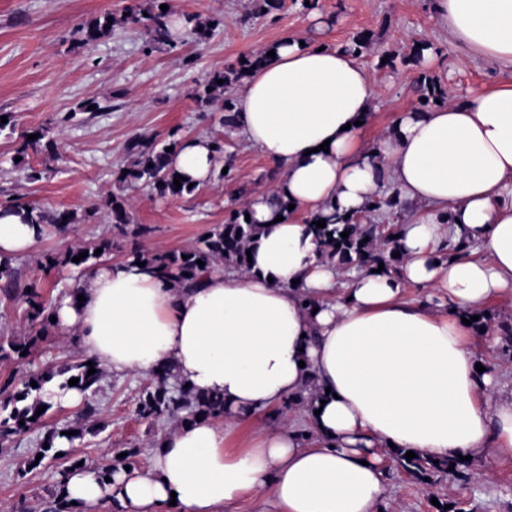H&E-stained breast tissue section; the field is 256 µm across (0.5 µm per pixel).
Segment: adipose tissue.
I'll return each mask as SVG.
<instances>
[{"instance_id": "adipose-tissue-1", "label": "adipose tissue", "mask_w": 512, "mask_h": 512, "mask_svg": "<svg viewBox=\"0 0 512 512\" xmlns=\"http://www.w3.org/2000/svg\"><path fill=\"white\" fill-rule=\"evenodd\" d=\"M431 12L466 58L512 70V0H432ZM377 96L353 54L280 38L231 114L235 134L283 171L246 200L261 227L251 263L196 284L131 259L103 263L88 274L83 303H57L58 330L112 374L166 366L191 393L224 399L223 419L161 437L145 469L120 466L104 479L70 468L65 491L77 512L100 503L223 512L258 493L265 512H379L389 446L430 460L512 462V393L496 396L494 372L477 371L465 323L512 290V81L398 112L369 147L359 124ZM173 166L190 183L208 182L211 141L186 140ZM394 193L416 211L396 241L399 272L367 267L340 284L310 217L359 213ZM40 230L26 210L0 207V255L27 253ZM450 237L479 243L485 259L444 258ZM409 282L431 288L430 301L405 300ZM297 394L314 441L280 413L245 447H229L233 426Z\"/></svg>"}]
</instances>
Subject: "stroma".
Listing matches in <instances>:
<instances>
[{
  "label": "stroma",
  "instance_id": "1",
  "mask_svg": "<svg viewBox=\"0 0 512 512\" xmlns=\"http://www.w3.org/2000/svg\"><path fill=\"white\" fill-rule=\"evenodd\" d=\"M149 0H0V116L11 119L0 131V203L16 201L40 207L47 219L45 234L25 255L12 259L17 296L0 292V340L39 335L31 361L0 357V383L21 382L31 370L44 367L62 372L83 361L84 354L57 328L39 334L29 320L23 294L33 290L56 303L80 284L84 273L69 265L47 267V256L110 240L106 260L121 262L131 250L179 251L197 245L211 228L224 223L241 200L270 187L279 173L256 148L224 128V92L216 90L210 104L192 95L197 82L257 53L283 36L320 38L333 46L349 44L361 32L375 41L358 61L376 80L379 98L361 131L365 143H375L392 124L397 111L414 107L412 91L422 72L441 81L448 96L506 79L512 72L496 63L464 62L463 50L451 43L431 17V0H284L281 10L246 20L251 0H171L176 13L218 19L213 35L201 40L188 30L176 37V47L148 46L144 30L122 24L128 8ZM118 17L111 33L92 45L81 44L79 27L99 14ZM430 42L436 59L432 67L404 64L414 42ZM385 56L393 65H382ZM94 99L100 111L81 105ZM45 130L50 146L23 149V135ZM156 141L205 137L223 142L218 164L232 162L234 177H212L194 194L162 198L146 184L127 186L121 173L133 159L126 151L136 135ZM123 196L131 203L130 223L112 221L109 202ZM76 213L65 231L53 224L59 212ZM485 332L474 334L479 360L493 366L499 387L512 390V352H502L495 340L497 326L512 323V293L491 301ZM149 378L103 373L96 395L99 412L85 418L80 407L54 405L47 424L82 428L83 435L68 447L64 459L44 458L32 466L44 437L34 429L24 437L0 442V512H51L63 469L78 461L93 468L115 462L121 448L137 452L146 466L156 439L178 428L173 419L149 422L136 413ZM484 479L462 482L440 476L436 483L389 468L392 497L382 512H512V463L493 465Z\"/></svg>",
  "mask_w": 512,
  "mask_h": 512
}]
</instances>
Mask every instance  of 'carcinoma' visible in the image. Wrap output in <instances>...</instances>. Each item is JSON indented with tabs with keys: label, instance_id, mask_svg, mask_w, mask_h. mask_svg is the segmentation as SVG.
Wrapping results in <instances>:
<instances>
[{
	"label": "carcinoma",
	"instance_id": "cac0c4a2",
	"mask_svg": "<svg viewBox=\"0 0 512 512\" xmlns=\"http://www.w3.org/2000/svg\"><path fill=\"white\" fill-rule=\"evenodd\" d=\"M169 4V0H151L145 9L138 7L129 9L124 15L123 22L133 27H142L150 36L152 42H162L170 47H175L174 38L170 30V17L172 9L165 11L160 5ZM253 9L251 16L264 17L274 11L281 9L284 0H252ZM112 17L109 12L102 13L95 18L81 25L79 32L82 33L81 42L84 44L93 43L112 31V25L108 19ZM185 27L191 29L199 39L206 40L214 32V28L220 25V20H201L199 16L191 13L182 14ZM264 59L263 52H258L239 59L230 65L224 73L213 76L211 79L198 84L194 90V97L202 103L211 99L212 92L208 88L220 87L227 95L224 96V111L229 112V104L233 103L230 92L241 82L245 69L251 65L258 64ZM223 80L218 84L217 80ZM418 108L426 109L438 100L447 98L444 89L437 81L423 73L418 79L416 88ZM180 142L171 140L158 145L154 140L141 135L135 136L127 143V151L134 156L133 164L128 172L123 174V181L134 183L143 182L151 186L162 198H182L191 195L195 189L188 188V183L181 182V188H176L173 183L176 173L171 167L172 153L167 151L168 147L178 149ZM375 207L368 209L373 213L381 209L396 217L406 210L405 203L397 196L374 199ZM256 225L245 220L243 209L232 212L229 219L220 225L209 230V236H203L198 245L180 251L155 252L150 254L149 260L153 263L156 273L163 278H170L181 282L196 280L203 274L215 269L219 264L230 263L238 268L247 265V248L251 237L255 233ZM349 231L346 238L341 233ZM398 232V225L393 224L388 229V235L382 239L379 236L377 225L363 223L362 217L352 214L346 218L336 216V222L326 224L318 229V237L321 246L329 259L340 257L343 261H356L359 266L372 265L379 261L397 270L402 263V257L394 258L395 235ZM97 247H79L65 254L63 263L72 264V258L83 252H88L87 257L76 263V266L87 271L97 264L99 256L95 255ZM204 262L199 266L197 261ZM10 259H0V289L5 293L14 291ZM30 307L31 321L42 322V329H47L51 323V315L47 314L46 302L38 295L31 294L27 297ZM38 337L33 336L26 341H10L6 344L0 342V355L5 358H15L20 362L28 359L23 354L25 350H32ZM96 372L87 375L90 368ZM71 369L75 373L69 378L56 383V374L50 370L40 373H32L28 379L22 382V387H12V382H7L0 388V394L4 396L3 405L0 406V441L22 437L26 433L43 425L45 414H37L38 408L45 406L52 408L54 405L55 390H66L69 388V380L79 379L75 389L88 393L84 402L83 414L92 417L98 412L94 397L99 390L101 381V370L98 365L89 366L87 362H80ZM170 369L166 366L157 368L152 374V382L146 388L144 395L139 399L136 407L137 414L146 420L154 422L161 418L175 419L182 423H191L197 418L218 419L224 416V399L218 396H191L183 390H176L168 385ZM36 386H31V383ZM82 431L76 434H68V429H51L44 437V442L49 444L47 448H40L41 454L52 453L58 457L60 449L58 441L65 440L69 443L80 438ZM397 462L410 474L422 478H433L438 474L448 473L458 480L468 478L466 463L445 461L438 464L419 457L408 460L405 455L398 454ZM454 469H449V465Z\"/></svg>",
	"mask_w": 512,
	"mask_h": 512
}]
</instances>
